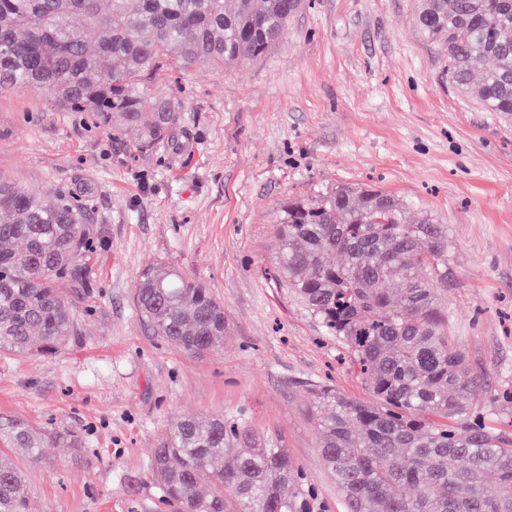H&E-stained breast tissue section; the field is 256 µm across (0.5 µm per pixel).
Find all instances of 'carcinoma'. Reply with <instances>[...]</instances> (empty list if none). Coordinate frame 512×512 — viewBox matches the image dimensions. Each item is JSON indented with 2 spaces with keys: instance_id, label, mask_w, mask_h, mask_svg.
<instances>
[{
  "instance_id": "1",
  "label": "carcinoma",
  "mask_w": 512,
  "mask_h": 512,
  "mask_svg": "<svg viewBox=\"0 0 512 512\" xmlns=\"http://www.w3.org/2000/svg\"><path fill=\"white\" fill-rule=\"evenodd\" d=\"M300 0H0V92L46 93L109 132L149 147L179 109L151 99L152 68L264 54ZM420 32L448 50V84L512 119V0H423ZM490 66L477 73V65ZM82 200L0 181V349L49 353L75 330L72 285L92 257ZM282 282L340 341L367 396L312 390V423L345 512H512V387L466 373L440 298L448 228L370 185L342 184L279 211ZM341 260L334 263L332 254ZM140 318L193 353L224 337V305L174 268L147 266ZM0 442L32 463L78 436L0 416ZM177 512H295L286 449L243 419L184 417L150 459ZM21 470L0 450V512H28Z\"/></svg>"
}]
</instances>
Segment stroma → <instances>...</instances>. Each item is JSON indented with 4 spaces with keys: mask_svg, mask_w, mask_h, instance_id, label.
<instances>
[{
    "mask_svg": "<svg viewBox=\"0 0 512 512\" xmlns=\"http://www.w3.org/2000/svg\"><path fill=\"white\" fill-rule=\"evenodd\" d=\"M421 0H301L262 56L145 72L173 100L168 141L94 127L18 89L0 94V179L69 189L97 247L52 353L0 351V415L80 436L12 458L32 512H174L148 462L182 417L244 419L298 464V512H344L311 422L313 385L362 388L336 338L284 288L273 226L288 198L368 184L447 225L441 298L472 373L512 383V122L448 83ZM202 282L227 330L195 354L155 336L135 291L149 263Z\"/></svg>",
    "mask_w": 512,
    "mask_h": 512,
    "instance_id": "obj_1",
    "label": "stroma"
}]
</instances>
